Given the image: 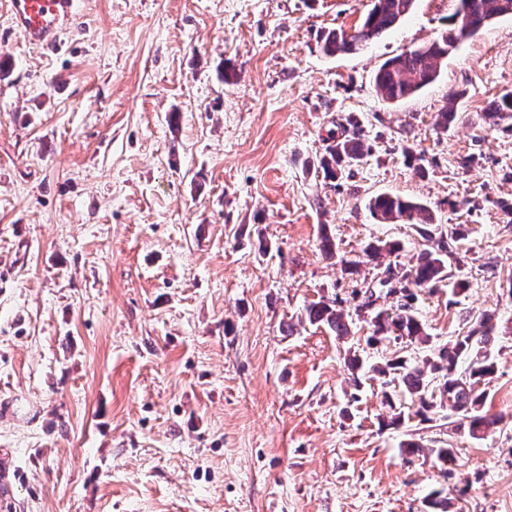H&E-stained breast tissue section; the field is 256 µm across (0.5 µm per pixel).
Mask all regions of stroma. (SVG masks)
<instances>
[{
    "label": "stroma",
    "mask_w": 512,
    "mask_h": 512,
    "mask_svg": "<svg viewBox=\"0 0 512 512\" xmlns=\"http://www.w3.org/2000/svg\"><path fill=\"white\" fill-rule=\"evenodd\" d=\"M76 2L51 52L0 0L8 512H430L435 493L449 512H512V118L485 121L512 94V15L391 102L376 71L436 39L458 0H416L336 56L320 33L357 27L371 0ZM349 117L370 151L325 178L328 133ZM381 193L426 203L432 228L376 223ZM325 233L357 273L322 254ZM376 239L399 252L362 263ZM440 239L468 288L416 289L429 344L373 340L362 318L341 340L306 319L320 300L353 311L384 265L411 268ZM485 311L487 438L370 377L423 365Z\"/></svg>",
    "instance_id": "stroma-1"
}]
</instances>
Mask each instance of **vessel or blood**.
I'll list each match as a JSON object with an SVG mask.
<instances>
[{"label": "vessel or blood", "instance_id": "vessel-or-blood-1", "mask_svg": "<svg viewBox=\"0 0 512 512\" xmlns=\"http://www.w3.org/2000/svg\"><path fill=\"white\" fill-rule=\"evenodd\" d=\"M10 18L26 41L41 48L54 47L62 26L76 15L75 0H9Z\"/></svg>", "mask_w": 512, "mask_h": 512}]
</instances>
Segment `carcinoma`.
<instances>
[{"instance_id":"cac0c4a2","label":"carcinoma","mask_w":512,"mask_h":512,"mask_svg":"<svg viewBox=\"0 0 512 512\" xmlns=\"http://www.w3.org/2000/svg\"><path fill=\"white\" fill-rule=\"evenodd\" d=\"M414 0H371L361 24L352 32L342 28L326 31L322 34V49L329 56L350 53L393 29L413 9ZM512 14V0H459L458 9L448 17V26L441 35L421 46L388 59L377 71L374 84L383 99L397 101L411 97L432 84L439 75L441 63L457 48L458 43L475 33L491 21ZM456 98L437 114L436 125L446 131L457 118ZM489 122L496 125L499 121L512 117V95L506 94L486 113ZM332 144L327 156L322 159L324 176L330 179L360 163L369 152V147L358 137L342 134H330ZM368 209L379 223L423 224L434 223L430 208L420 202L404 199L400 196L381 194L371 198ZM399 249L396 243L368 244L365 256L375 261L382 251L393 253ZM447 247L442 243L421 254L418 264L410 271L396 270L399 287H389L386 295L397 299L396 309L372 311V298L375 292L366 289L354 309L358 317L370 316L374 335H394V339L409 342H429V336L414 310L415 288H431L444 280L456 294L465 290L466 282L459 273H448ZM308 321L324 325L337 337L345 338L350 333V315L336 310L327 302H313L306 308ZM493 316L481 313L465 319L463 333L456 336L448 345L428 359L430 371L442 379L439 393L429 392V382L424 372L409 368L402 360H395L378 370L388 375L391 381L403 386L411 400L417 402L418 413L422 416L435 414L449 407L462 416L468 424V434L477 438L497 424V419L483 413L482 406L486 393L481 384L494 372V361L488 345L493 330ZM468 361L464 369L459 362Z\"/></svg>"}]
</instances>
